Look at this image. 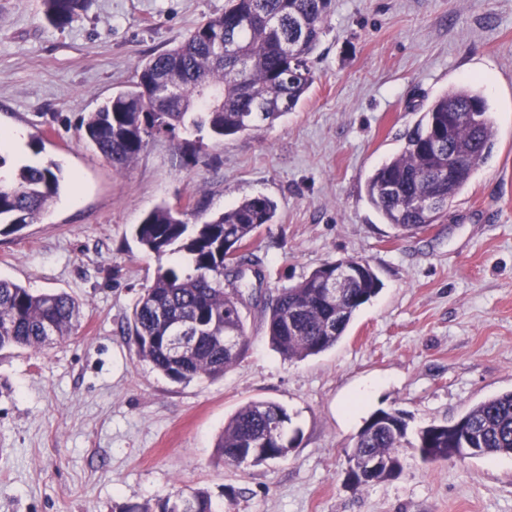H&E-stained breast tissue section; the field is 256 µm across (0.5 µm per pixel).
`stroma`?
<instances>
[{
	"instance_id": "1",
	"label": "stroma",
	"mask_w": 512,
	"mask_h": 512,
	"mask_svg": "<svg viewBox=\"0 0 512 512\" xmlns=\"http://www.w3.org/2000/svg\"><path fill=\"white\" fill-rule=\"evenodd\" d=\"M315 82L273 125L203 138L182 169L160 135L118 170L79 122L136 80L224 0H89L71 24L41 0H0V131L22 130L63 187L40 223L0 233V277L80 305L75 333L39 352L0 351V512H114L204 489L217 512H512V455L423 462L359 489L346 452L375 412L409 433L512 391V0H335ZM475 82L495 152L424 230L402 233L366 181L448 88ZM277 204L248 250L245 353L215 380L177 383L140 361L126 327L157 258L133 238L167 202L206 214L252 196ZM367 260L382 283L331 349L288 361L264 303L324 263ZM273 400L298 441L287 458L232 468L215 443L242 405Z\"/></svg>"
}]
</instances>
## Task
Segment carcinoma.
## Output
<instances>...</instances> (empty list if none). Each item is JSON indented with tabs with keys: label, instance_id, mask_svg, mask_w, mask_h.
Returning a JSON list of instances; mask_svg holds the SVG:
<instances>
[{
	"label": "carcinoma",
	"instance_id": "carcinoma-1",
	"mask_svg": "<svg viewBox=\"0 0 512 512\" xmlns=\"http://www.w3.org/2000/svg\"><path fill=\"white\" fill-rule=\"evenodd\" d=\"M46 17L63 27L85 9V0H42ZM335 0H227L224 12L197 25L178 45L150 56L127 90L114 94L82 118L83 139L112 165H131L149 139L177 138L207 132L215 139L248 134L294 110L306 97L315 75L310 65L324 36ZM456 117L451 138L439 151L426 134L448 131V114ZM489 105L472 85H460L436 98L417 124L404 134L401 151L375 169L366 183L370 204L386 223L402 232L437 223L463 191L473 173L486 163L494 142ZM454 157L451 170L444 169ZM448 181V199L429 213L414 206L439 179ZM62 178L50 163L25 166L17 177L0 179V224L18 232L38 222L58 197ZM274 202L248 197L224 212L205 218L199 209L167 203L149 212L134 229L138 244L162 257L181 254L189 269L159 267L152 284L139 296L128 321L140 360L172 381L215 379L234 365L248 345L238 305V273L230 264L253 265L243 252L265 224L273 223ZM238 247L234 258L228 251ZM359 276L339 303L324 294V282L336 262L314 269L282 288L268 303L267 335L272 347L289 361L322 353L344 335L355 313L375 297L381 283L371 266L348 258ZM80 308L66 293H34L0 278V349L41 350L73 333ZM238 339L237 352L224 349V337ZM291 416L281 404L250 401L225 423L216 443L217 460L228 465H258L283 459L295 447L288 436ZM401 411L373 414L347 456L375 455L390 466L352 488L397 476L399 449H423L428 463L457 456L461 439L484 454H512V391L480 402L455 421L453 428L431 423L407 438ZM184 497L183 512H214L209 494L196 489ZM167 497L155 505L130 504L119 512H169Z\"/></svg>",
	"mask_w": 512,
	"mask_h": 512
}]
</instances>
